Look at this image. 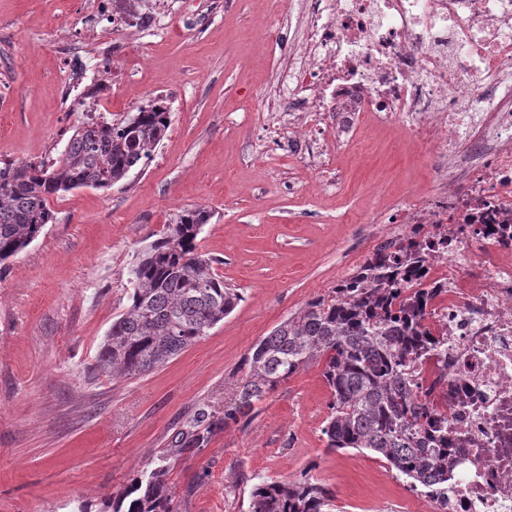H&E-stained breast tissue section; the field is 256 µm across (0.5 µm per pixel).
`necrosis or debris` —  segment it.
<instances>
[{"instance_id": "necrosis-or-debris-1", "label": "necrosis or debris", "mask_w": 512, "mask_h": 512, "mask_svg": "<svg viewBox=\"0 0 512 512\" xmlns=\"http://www.w3.org/2000/svg\"><path fill=\"white\" fill-rule=\"evenodd\" d=\"M306 35L275 111L315 169L365 120L436 146L437 188L398 203L404 236L428 246L423 321L436 343L405 380L448 421L451 477L436 512H512V0H304ZM124 29L104 57L130 58L157 29L158 0H94L93 27Z\"/></svg>"}]
</instances>
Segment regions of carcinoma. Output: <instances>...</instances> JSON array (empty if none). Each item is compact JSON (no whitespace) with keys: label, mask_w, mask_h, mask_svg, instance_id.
I'll use <instances>...</instances> for the list:
<instances>
[{"label":"carcinoma","mask_w":512,"mask_h":512,"mask_svg":"<svg viewBox=\"0 0 512 512\" xmlns=\"http://www.w3.org/2000/svg\"><path fill=\"white\" fill-rule=\"evenodd\" d=\"M171 113L152 100L114 122L101 116L72 127L52 161L0 164V264L17 256L53 220L50 200L78 188L107 190L149 160L166 137ZM212 212L180 210L140 251L127 274L128 309L112 319L95 370L115 378L145 375L168 363L224 321L241 301L212 272L198 242ZM401 255L379 247L331 293L308 301L251 349L233 402L217 417L203 407L186 418L170 451L206 446L228 421H249L255 405L300 370L317 364L330 390L321 434L332 449H366L431 497L448 492V426L416 405L403 371L426 345L424 290L402 296L423 263L412 239ZM166 458L136 474L102 512H179ZM333 493L303 472L262 479L250 512H329Z\"/></svg>","instance_id":"cac0c4a2"}]
</instances>
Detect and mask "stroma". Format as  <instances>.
Segmentation results:
<instances>
[{"label": "stroma", "mask_w": 512, "mask_h": 512, "mask_svg": "<svg viewBox=\"0 0 512 512\" xmlns=\"http://www.w3.org/2000/svg\"><path fill=\"white\" fill-rule=\"evenodd\" d=\"M85 0H0V162L50 161L82 113L57 97L71 69L107 78L113 120L170 90L171 125L152 158L108 190L52 198L54 220L0 266V512H100L153 468L183 420L223 414L252 347L306 302L349 278L386 237L384 209L434 188L435 147L366 122L329 169L268 138L260 93L288 64L299 31L290 0H228L197 18L165 0L162 29L122 78L90 47L60 65ZM273 32L263 33L257 19ZM213 214L199 248L242 299L224 321L137 378L93 370L113 317L129 306L127 270L179 210ZM318 365L277 387L247 423H228L202 449L169 458L180 512H249L259 479L307 471L336 512H430L375 454L327 449L331 393Z\"/></svg>", "instance_id": "1"}]
</instances>
